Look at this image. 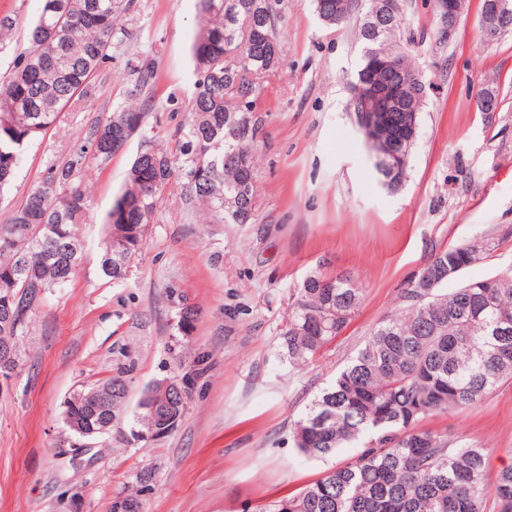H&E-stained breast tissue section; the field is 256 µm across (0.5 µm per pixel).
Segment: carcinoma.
<instances>
[{
	"instance_id": "obj_1",
	"label": "carcinoma",
	"mask_w": 512,
	"mask_h": 512,
	"mask_svg": "<svg viewBox=\"0 0 512 512\" xmlns=\"http://www.w3.org/2000/svg\"><path fill=\"white\" fill-rule=\"evenodd\" d=\"M367 0H350L336 13V0H315L317 15L341 27L359 18ZM376 29L357 25L361 55L349 89L374 58L396 53L405 81L416 93L409 111L393 119L414 120L428 86L416 67L411 41L397 26L403 0H388ZM280 0H197L199 30L191 46L196 80L188 119L177 130L175 154L144 140L124 184L101 222L100 271L109 284L130 278L149 226L171 180L180 181L185 202L210 224H248L254 216L257 114L260 81L280 60L277 28ZM132 0H40L27 34L0 82V190L7 187L24 148L44 136L77 94L88 93L94 74L112 60L116 19ZM145 107L115 110L90 128L86 142L27 193L9 220L0 224V345L10 347L21 366V343L48 296L65 288L83 258L82 228L92 210L83 183L88 161L106 165L117 154L116 140L145 131ZM490 251L474 241L433 255L421 273L438 264L472 265ZM445 277L433 288L408 283L401 310L379 324L364 346L315 396L294 422L293 441L305 457L326 461L353 443L361 450L335 464L299 492L272 505L270 512H512V465L494 483L487 470L492 449L450 441L420 426L434 414H448L481 402L504 379H512V268L470 281L448 294ZM362 289L344 275L309 273L295 290L280 329L282 358L291 365L313 361L347 326L362 303ZM195 309L182 305L176 323L189 332ZM206 357L179 363L174 379L190 392L204 372ZM112 387L105 411L86 404L80 390L63 404V421L105 422L116 442L163 437L161 422L183 415L188 402L157 380L141 393L126 423L129 382L119 370L95 387ZM137 497L117 494L110 512H138Z\"/></svg>"
}]
</instances>
